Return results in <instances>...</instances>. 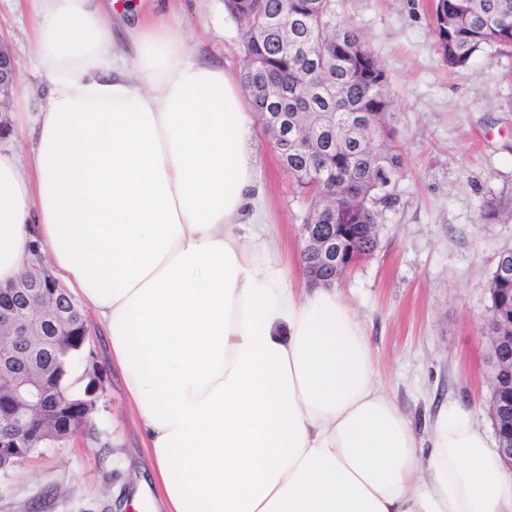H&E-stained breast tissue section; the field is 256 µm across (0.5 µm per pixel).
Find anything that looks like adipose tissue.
<instances>
[{
	"instance_id": "ef3b65f1",
	"label": "adipose tissue",
	"mask_w": 512,
	"mask_h": 512,
	"mask_svg": "<svg viewBox=\"0 0 512 512\" xmlns=\"http://www.w3.org/2000/svg\"><path fill=\"white\" fill-rule=\"evenodd\" d=\"M48 103L0 144V289L31 243L94 315L158 512H512L459 410L419 435L336 292L285 285L239 78L178 15L26 0Z\"/></svg>"
}]
</instances>
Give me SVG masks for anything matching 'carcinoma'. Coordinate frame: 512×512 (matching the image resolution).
<instances>
[{"label":"carcinoma","instance_id":"cac0c4a2","mask_svg":"<svg viewBox=\"0 0 512 512\" xmlns=\"http://www.w3.org/2000/svg\"><path fill=\"white\" fill-rule=\"evenodd\" d=\"M333 0H224L239 23L244 52V94L259 120L300 114L278 151L281 165L306 196V224H350L357 249L373 253L383 211L397 201L401 156L389 143L391 97L388 76L351 25H331ZM512 0H434L433 34L448 69L470 68L487 46L512 50ZM491 288H511L499 274ZM89 345L77 328L46 360L55 367L53 386L72 401L86 403L92 383L80 373Z\"/></svg>","mask_w":512,"mask_h":512}]
</instances>
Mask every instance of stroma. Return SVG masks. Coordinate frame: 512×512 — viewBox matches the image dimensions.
<instances>
[{
  "instance_id": "stroma-1",
  "label": "stroma",
  "mask_w": 512,
  "mask_h": 512,
  "mask_svg": "<svg viewBox=\"0 0 512 512\" xmlns=\"http://www.w3.org/2000/svg\"><path fill=\"white\" fill-rule=\"evenodd\" d=\"M169 4L198 57L239 75L238 24L224 0ZM432 9L433 0H335L334 25L354 26L385 67L392 143L404 162L378 250L335 289L360 321L389 395L415 425L459 405L489 434L488 285L499 253L512 249V210L489 220L481 205L512 200V56L488 47L469 71L449 72L436 49ZM31 26L24 0H0V41L20 71L5 102L9 112L47 103L30 56ZM252 148L278 244L275 262L304 287L307 203L257 120ZM146 466L140 424L118 373L106 366L91 426L1 473L0 512H122Z\"/></svg>"
}]
</instances>
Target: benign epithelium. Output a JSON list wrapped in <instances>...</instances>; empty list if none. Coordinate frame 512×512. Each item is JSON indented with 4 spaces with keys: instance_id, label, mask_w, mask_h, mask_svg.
I'll use <instances>...</instances> for the list:
<instances>
[{
    "instance_id": "7a95c632",
    "label": "benign epithelium",
    "mask_w": 512,
    "mask_h": 512,
    "mask_svg": "<svg viewBox=\"0 0 512 512\" xmlns=\"http://www.w3.org/2000/svg\"><path fill=\"white\" fill-rule=\"evenodd\" d=\"M20 72L11 49L0 41V100L19 79ZM304 244L312 252L316 266L336 267V276L365 259L360 252L347 246V236L319 234L317 225H301ZM23 265V273L16 281L19 296L25 301L23 312L14 309L0 311V330L9 336L32 342L42 336V324H49L61 332L68 317L77 311L67 290L53 277L38 250ZM496 329L487 332L489 363L494 398L490 404L497 438L498 451L504 464L512 471V315L491 318ZM84 375L91 381L102 383V366L96 355L84 359ZM7 411L11 424L0 428V470H7L29 458L31 453L44 447L55 437L63 439L87 427L92 421L90 407H77L69 399L53 395V370L23 361L9 374Z\"/></svg>"
}]
</instances>
